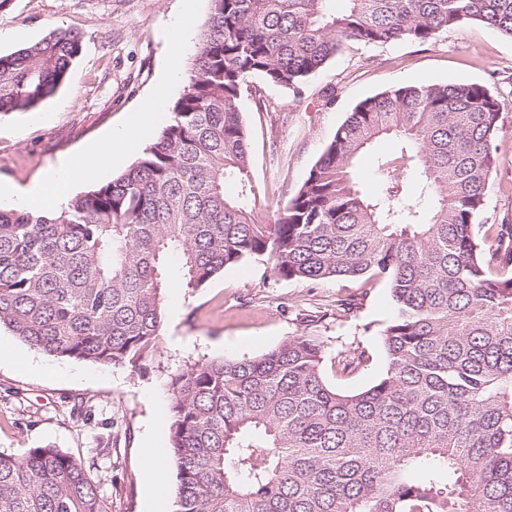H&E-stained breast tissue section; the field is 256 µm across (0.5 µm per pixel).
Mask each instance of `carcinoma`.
I'll list each match as a JSON object with an SVG mask.
<instances>
[{
    "label": "carcinoma",
    "instance_id": "cac0c4a2",
    "mask_svg": "<svg viewBox=\"0 0 512 512\" xmlns=\"http://www.w3.org/2000/svg\"><path fill=\"white\" fill-rule=\"evenodd\" d=\"M156 141L57 211L0 208V328L53 358L145 369L173 279L195 291L264 258L273 275L390 290L386 366L290 336L170 374L174 512H512V224H480L504 103L482 84L399 85L357 102L274 223L253 213L241 100L295 93L349 42L426 43L477 23L512 39V0H209ZM63 27L0 54V115L54 95L81 52ZM388 178L356 161L383 139ZM0 512H106L91 467L0 452ZM398 150L397 145L392 140H383L376 144L373 152L362 157L358 164L362 186L370 194L377 193L383 179V174L377 170L375 158L379 155H391Z\"/></svg>",
    "mask_w": 512,
    "mask_h": 512
}]
</instances>
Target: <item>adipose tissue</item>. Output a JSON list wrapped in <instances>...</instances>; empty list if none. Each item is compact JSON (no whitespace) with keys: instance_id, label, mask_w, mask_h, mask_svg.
Listing matches in <instances>:
<instances>
[{"instance_id":"ef3b65f1","label":"adipose tissue","mask_w":512,"mask_h":512,"mask_svg":"<svg viewBox=\"0 0 512 512\" xmlns=\"http://www.w3.org/2000/svg\"><path fill=\"white\" fill-rule=\"evenodd\" d=\"M164 112L162 97L147 99L139 112L122 126L112 129L85 153L61 161L41 183L24 191L0 185V205L53 211L71 196L76 185L102 177L113 161L139 143L148 126L159 120Z\"/></svg>"}]
</instances>
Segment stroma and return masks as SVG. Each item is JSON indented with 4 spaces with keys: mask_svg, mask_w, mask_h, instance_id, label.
<instances>
[{
    "mask_svg": "<svg viewBox=\"0 0 512 512\" xmlns=\"http://www.w3.org/2000/svg\"><path fill=\"white\" fill-rule=\"evenodd\" d=\"M209 0H11L0 9V54L54 27L77 31L82 51L57 92L28 112L0 116V182H38L60 157L89 147L154 94L166 104L184 86H163L170 65L168 28L200 30ZM476 82L504 103L483 224H512V39L481 24L439 32L430 42L346 44L300 94L263 86L245 97L250 160L262 195L256 211L271 221L294 195L355 103L398 84ZM353 298L350 314L337 299ZM393 315L388 288L365 281L309 283L274 277L263 259L225 269L206 288L168 289L165 328L143 372L29 352L32 368L0 360V451L51 446L94 473L107 512H173V496L154 505L145 457L166 448L168 375L185 362L255 357L309 332L330 348L364 351L367 364L330 376L337 390L368 387L385 369L382 330Z\"/></svg>",
    "mask_w": 512,
    "mask_h": 512,
    "instance_id": "obj_1",
    "label": "stroma"
}]
</instances>
